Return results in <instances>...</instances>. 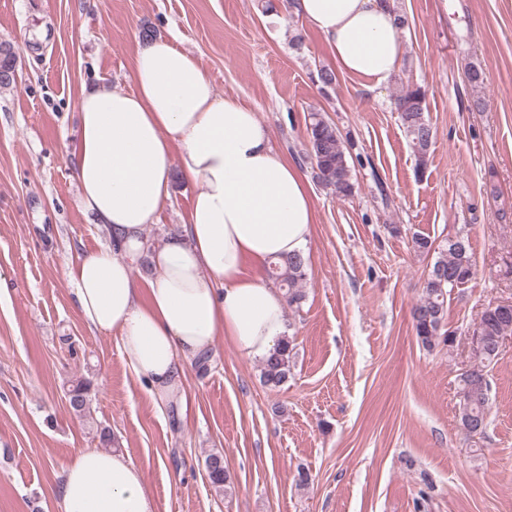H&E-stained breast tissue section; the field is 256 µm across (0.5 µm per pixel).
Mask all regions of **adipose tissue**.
Instances as JSON below:
<instances>
[{
	"mask_svg": "<svg viewBox=\"0 0 512 512\" xmlns=\"http://www.w3.org/2000/svg\"><path fill=\"white\" fill-rule=\"evenodd\" d=\"M343 72L381 87L403 47L395 0H294ZM134 90L98 84L78 96L69 161L109 243L66 269L82 320L116 336L120 356L158 408L187 410L186 369L227 336L246 357L286 335L282 291L258 272L305 252L315 209L306 174L238 99L217 97L193 56L158 36L140 45ZM200 184L183 224L157 243L145 230L175 180ZM151 273L139 278L142 258ZM57 512H158L124 453L87 449L62 466Z\"/></svg>",
	"mask_w": 512,
	"mask_h": 512,
	"instance_id": "1",
	"label": "adipose tissue"
}]
</instances>
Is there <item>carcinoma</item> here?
Returning <instances> with one entry per match:
<instances>
[{
	"mask_svg": "<svg viewBox=\"0 0 512 512\" xmlns=\"http://www.w3.org/2000/svg\"><path fill=\"white\" fill-rule=\"evenodd\" d=\"M426 92L420 87L408 88L394 100L395 110L409 139L416 158V173L426 166L434 139L433 127L425 115ZM308 131V154L316 172L314 179L331 190L339 198H348L354 193L351 182L349 157L354 144L344 143L336 126L319 114H311ZM414 242L427 254H436L424 281L422 297L412 307V325L418 344L432 352L442 346L453 351L456 331L445 328L448 312V289L462 286L474 277L475 265L469 240L456 236L441 244L426 237L417 236ZM309 258L303 254H291L270 264V276L285 292L288 305L300 306L305 298L304 284L307 278ZM479 322L487 337L485 352L475 357L469 369L458 379L457 397L460 424L466 433L481 435L488 425L490 382L487 368L500 355L497 339L512 335V309H496L482 312ZM293 340L285 337L276 350L262 360L261 379L271 388L283 385L291 372ZM92 383L85 378L72 381L67 397L70 408L77 414L88 409ZM206 472L212 487L220 491L229 481L222 455L214 453L205 459Z\"/></svg>",
	"mask_w": 512,
	"mask_h": 512,
	"instance_id": "cac0c4a2",
	"label": "carcinoma"
}]
</instances>
